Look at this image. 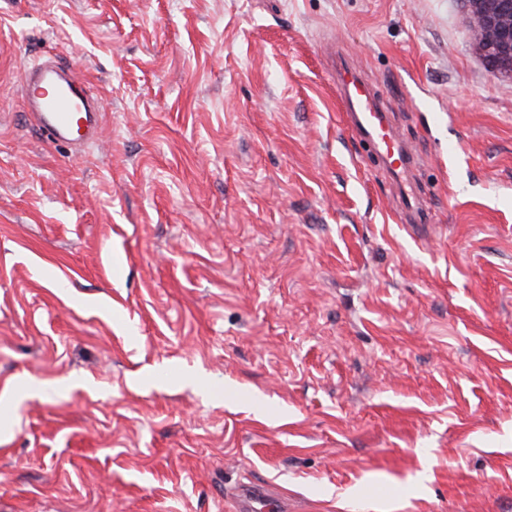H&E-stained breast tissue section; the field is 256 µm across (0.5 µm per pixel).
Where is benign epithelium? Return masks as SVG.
Returning a JSON list of instances; mask_svg holds the SVG:
<instances>
[{
    "instance_id": "1",
    "label": "benign epithelium",
    "mask_w": 512,
    "mask_h": 512,
    "mask_svg": "<svg viewBox=\"0 0 512 512\" xmlns=\"http://www.w3.org/2000/svg\"><path fill=\"white\" fill-rule=\"evenodd\" d=\"M473 44L498 72L512 78V0H465Z\"/></svg>"
}]
</instances>
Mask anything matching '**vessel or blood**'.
Returning a JSON list of instances; mask_svg holds the SVG:
<instances>
[{"label":"vessel or blood","instance_id":"obj_1","mask_svg":"<svg viewBox=\"0 0 512 512\" xmlns=\"http://www.w3.org/2000/svg\"><path fill=\"white\" fill-rule=\"evenodd\" d=\"M341 98L358 111L360 133L385 150L387 158L399 161L401 172H408L411 159L394 141L385 120L373 104L366 85L357 79L342 80ZM24 98L35 127L47 139L70 144L82 141V129L98 127L99 112L88 92L75 80L61 74L55 62L32 67L24 75ZM271 493L263 485H242L233 493L236 512H257Z\"/></svg>","mask_w":512,"mask_h":512}]
</instances>
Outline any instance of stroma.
I'll return each mask as SVG.
<instances>
[{"label": "stroma", "mask_w": 512, "mask_h": 512, "mask_svg": "<svg viewBox=\"0 0 512 512\" xmlns=\"http://www.w3.org/2000/svg\"><path fill=\"white\" fill-rule=\"evenodd\" d=\"M468 29L464 0H0V512H235L242 483L512 512V79ZM48 57L102 105L84 150L27 118ZM340 81L343 87V92H340L341 99L347 106L356 107L358 111L355 113L359 116L358 129L360 133L365 138L372 140L375 147H385V156L389 160L390 166H393V163L398 160L400 172L406 174L410 168L411 159L394 141L382 112H379L373 104L366 85L355 77L349 80L342 77ZM395 154H397V159H393Z\"/></svg>", "instance_id": "stroma-1"}]
</instances>
